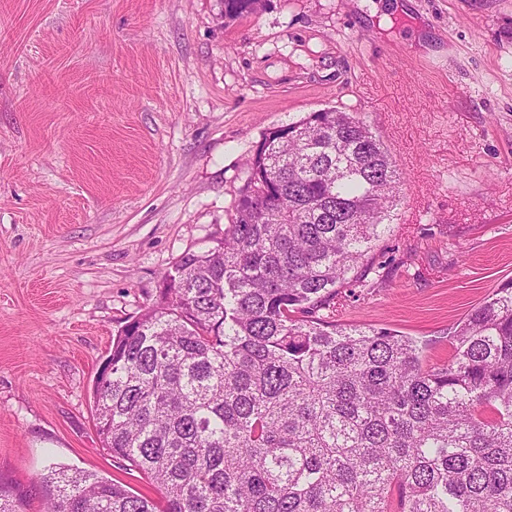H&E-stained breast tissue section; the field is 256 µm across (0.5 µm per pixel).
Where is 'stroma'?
Listing matches in <instances>:
<instances>
[{
  "label": "stroma",
  "mask_w": 512,
  "mask_h": 512,
  "mask_svg": "<svg viewBox=\"0 0 512 512\" xmlns=\"http://www.w3.org/2000/svg\"><path fill=\"white\" fill-rule=\"evenodd\" d=\"M0 0V483L44 512L103 449L91 387L188 251L216 247L266 131L352 113L403 176L343 324L447 362L512 285V0ZM224 18L234 20L257 13L263 0H222Z\"/></svg>",
  "instance_id": "1"
}]
</instances>
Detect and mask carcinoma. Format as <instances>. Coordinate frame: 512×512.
<instances>
[{
	"instance_id": "obj_1",
	"label": "carcinoma",
	"mask_w": 512,
	"mask_h": 512,
	"mask_svg": "<svg viewBox=\"0 0 512 512\" xmlns=\"http://www.w3.org/2000/svg\"><path fill=\"white\" fill-rule=\"evenodd\" d=\"M248 170L224 242L180 258L94 380L103 448L163 503L52 466L45 512H512V286L428 367L409 336L336 322L397 202L380 137L311 112Z\"/></svg>"
}]
</instances>
